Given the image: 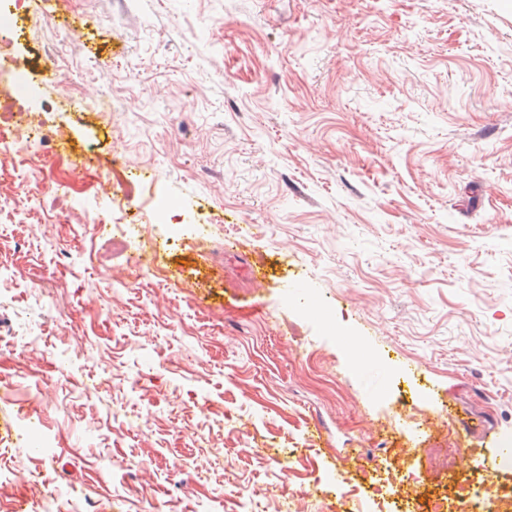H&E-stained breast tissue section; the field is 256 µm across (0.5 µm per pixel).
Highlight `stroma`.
<instances>
[{
    "label": "stroma",
    "instance_id": "35a3bbf8",
    "mask_svg": "<svg viewBox=\"0 0 512 512\" xmlns=\"http://www.w3.org/2000/svg\"><path fill=\"white\" fill-rule=\"evenodd\" d=\"M16 32L0 90L23 66L47 139L0 196L66 178L76 236L0 212V512H359L367 465L512 500V0H46ZM124 182L178 284L90 221Z\"/></svg>",
    "mask_w": 512,
    "mask_h": 512
}]
</instances>
